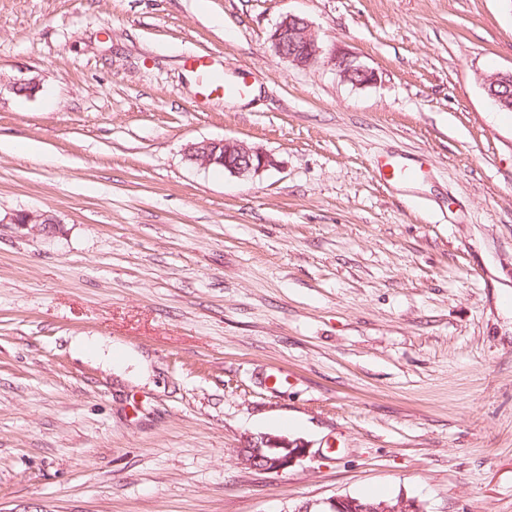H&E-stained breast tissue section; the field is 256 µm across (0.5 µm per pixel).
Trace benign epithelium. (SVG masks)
<instances>
[{
  "mask_svg": "<svg viewBox=\"0 0 512 512\" xmlns=\"http://www.w3.org/2000/svg\"><path fill=\"white\" fill-rule=\"evenodd\" d=\"M270 40L275 53L298 67L317 63L323 53L317 38L312 33L310 22L301 16L288 14L275 25ZM331 60L340 76L356 85L365 86L377 81L378 74L360 65L346 53H333ZM489 97L500 108H512V70L496 72L484 77ZM39 90V83L33 78H0V92L8 90L17 93ZM187 160L200 166L221 164L224 170L239 177H248L276 165L275 158L258 147H251L237 140H207L191 144L186 148ZM17 227L32 233L49 231L56 224L54 217L47 213H22L13 218ZM309 455L307 445L299 440L284 437L261 439L257 445L237 450V460L242 466L280 472L289 469ZM336 512H422L413 500L398 499L397 503L362 504L350 497L333 498L325 501Z\"/></svg>",
  "mask_w": 512,
  "mask_h": 512,
  "instance_id": "1",
  "label": "benign epithelium"
}]
</instances>
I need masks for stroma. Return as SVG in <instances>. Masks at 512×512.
<instances>
[{
  "mask_svg": "<svg viewBox=\"0 0 512 512\" xmlns=\"http://www.w3.org/2000/svg\"><path fill=\"white\" fill-rule=\"evenodd\" d=\"M289 13L318 63L276 55ZM198 52L246 94L202 96ZM511 69L512 0H0V74L40 84L0 94V512H512V112L483 85ZM225 138L276 166L186 160ZM264 436L310 455L239 465ZM331 60L334 61V66L340 73V76L353 85L365 86L377 81L378 74L374 69L357 64L346 53H336L335 51L331 56ZM13 221V224H17L21 230H28L32 233H46L57 223L52 215L41 212L18 214ZM355 498V497H352ZM351 497H340L329 499L323 504L328 505L332 508V511H317V512H422L420 506L413 500L398 498L396 504L382 503L376 504H361L359 501L352 499ZM360 500L362 503H379L389 500H368L363 498H355Z\"/></svg>",
  "mask_w": 512,
  "mask_h": 512,
  "instance_id": "35a3bbf8",
  "label": "stroma"
}]
</instances>
